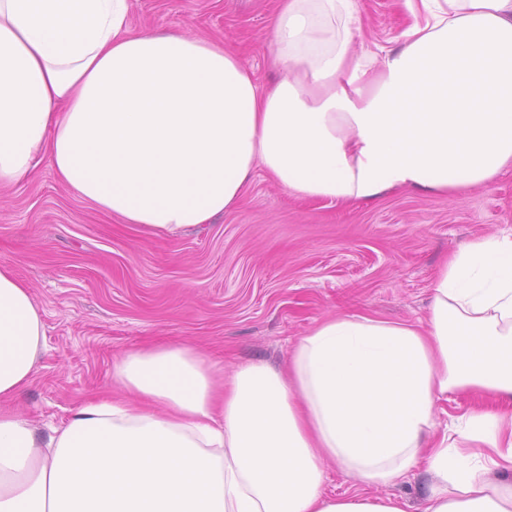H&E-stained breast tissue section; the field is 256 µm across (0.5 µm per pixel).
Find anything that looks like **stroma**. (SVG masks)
Wrapping results in <instances>:
<instances>
[{"label":"stroma","instance_id":"stroma-1","mask_svg":"<svg viewBox=\"0 0 512 512\" xmlns=\"http://www.w3.org/2000/svg\"><path fill=\"white\" fill-rule=\"evenodd\" d=\"M359 43L395 47L403 0H359ZM274 0H131L135 29L218 39L260 85L278 77ZM512 230V171L450 193L393 190L351 205L300 200L255 170L234 211L166 238L100 212L49 166L0 186V263L30 289L45 341L18 411L51 433L112 388L125 351L181 342L232 370L285 363L296 340L342 314L425 318L442 259Z\"/></svg>","mask_w":512,"mask_h":512}]
</instances>
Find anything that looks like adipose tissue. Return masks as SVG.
<instances>
[{"instance_id":"ef3b65f1","label":"adipose tissue","mask_w":512,"mask_h":512,"mask_svg":"<svg viewBox=\"0 0 512 512\" xmlns=\"http://www.w3.org/2000/svg\"><path fill=\"white\" fill-rule=\"evenodd\" d=\"M404 2L380 56L358 0H278L266 89L223 42L134 31L131 0H0V184L48 164L155 237L233 210L258 166L341 203L487 185L512 170V0ZM44 336L0 263V512H404L372 490L416 469L423 512H512V232L444 260L424 321L329 318L229 375L192 346L128 351L117 395L49 435L6 406ZM454 392L480 405L440 426ZM328 463L355 493L326 492Z\"/></svg>"}]
</instances>
